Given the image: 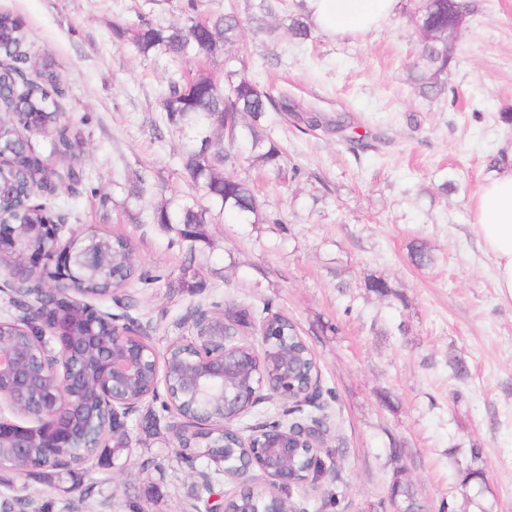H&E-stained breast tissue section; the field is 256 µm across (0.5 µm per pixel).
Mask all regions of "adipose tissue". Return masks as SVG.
I'll return each mask as SVG.
<instances>
[{
  "instance_id": "ef3b65f1",
  "label": "adipose tissue",
  "mask_w": 512,
  "mask_h": 512,
  "mask_svg": "<svg viewBox=\"0 0 512 512\" xmlns=\"http://www.w3.org/2000/svg\"><path fill=\"white\" fill-rule=\"evenodd\" d=\"M401 0H305L310 24L332 36L381 30ZM474 230L495 267V285L512 300V160L496 168L473 201Z\"/></svg>"
}]
</instances>
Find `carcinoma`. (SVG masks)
<instances>
[{"label":"carcinoma","instance_id":"1","mask_svg":"<svg viewBox=\"0 0 512 512\" xmlns=\"http://www.w3.org/2000/svg\"><path fill=\"white\" fill-rule=\"evenodd\" d=\"M188 24L182 27L143 23L134 28L116 26L114 35L119 41L131 42L138 53L148 57L157 52L167 54L173 61L194 59L196 69L186 75L170 76L160 108L166 113L168 123L186 136L187 142L181 154V164L195 192L210 204L201 206L195 196H173L155 212L158 224L176 225L183 240L206 238L209 215L216 210L220 214L233 213L242 224L279 223L270 220L262 212L258 197L246 181L236 174L239 166V146L247 151L250 165L276 174L279 177H295L296 167L286 168L281 148L261 133V120L268 112H294L296 106L283 92L275 98L253 80L241 46L242 20L234 3L222 12L200 14L196 0H187ZM469 14L466 0H421L412 16L419 33V51L412 65V79L418 93L425 99H436L446 92L448 70L456 64L458 47L448 33L463 25ZM0 31L13 37L11 58L23 63L27 56L23 51L27 30L22 20L11 13H0ZM288 33L304 43L312 37L306 16L296 13L288 18ZM224 53V83L213 79L203 61L217 51ZM39 80H29L19 89L16 76L7 73L0 77V152L7 162L0 166V216L15 224H45L50 211L26 210L20 207V195L27 191L38 193L49 182L46 168L31 164L26 153L35 152L31 143L25 142L20 133L23 115L34 114V119L52 134L47 149L51 155L70 158L78 156L79 141L71 137L69 127L58 122V110L49 89L56 86L58 75L51 68L37 71ZM71 247L72 263L77 271L74 287L86 298L104 301L112 297L117 287L113 273L122 271L129 279L135 269L131 263V246L127 239L107 232L91 230L75 236ZM12 266L20 276L18 287L38 289L39 301L44 307H60L65 303L59 287L50 285L43 271H32L19 262L16 255L6 253L0 263ZM193 257H187L178 280V287L195 293L200 288ZM269 329L285 333L288 342L308 359H314L306 342L295 325L285 316L270 315ZM0 336L15 340L37 349L43 333L37 327H22L10 318L0 319ZM85 412L73 423V443L85 449L86 460L93 458L107 466L112 465V453L124 456L130 437L114 435L102 427L96 416L92 399L84 401ZM219 434L198 438L184 436L179 440V456L193 459L202 466L210 462L209 452L222 444ZM80 463L69 470L54 471L41 468L29 470V475L56 474L59 491H66L63 476L84 470Z\"/></svg>","mask_w":512,"mask_h":512}]
</instances>
